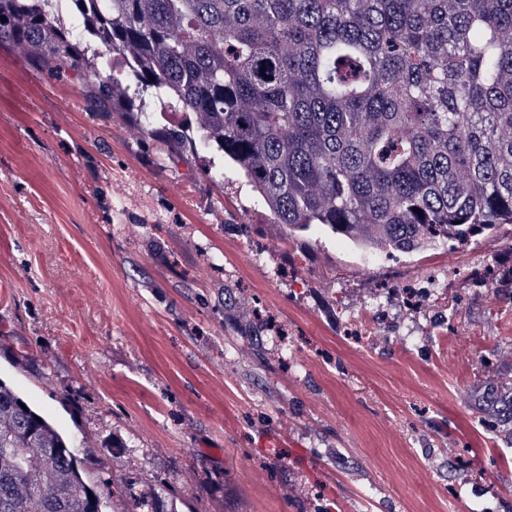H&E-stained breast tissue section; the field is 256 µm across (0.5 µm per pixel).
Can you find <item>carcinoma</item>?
I'll return each instance as SVG.
<instances>
[{"instance_id": "cac0c4a2", "label": "carcinoma", "mask_w": 512, "mask_h": 512, "mask_svg": "<svg viewBox=\"0 0 512 512\" xmlns=\"http://www.w3.org/2000/svg\"><path fill=\"white\" fill-rule=\"evenodd\" d=\"M70 2L96 36L0 0V43L74 71L94 112L151 90L194 117L166 143L228 158L288 230L413 253L512 224V0ZM107 49L128 63L109 76ZM23 403L0 379V512H103L93 458Z\"/></svg>"}]
</instances>
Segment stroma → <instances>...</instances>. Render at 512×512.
Instances as JSON below:
<instances>
[{
  "instance_id": "35a3bbf8",
  "label": "stroma",
  "mask_w": 512,
  "mask_h": 512,
  "mask_svg": "<svg viewBox=\"0 0 512 512\" xmlns=\"http://www.w3.org/2000/svg\"><path fill=\"white\" fill-rule=\"evenodd\" d=\"M136 121L0 44V380L93 455L103 500L512 512V288L491 282L512 224L372 256L273 223L231 163ZM412 288L429 304L359 342L352 316Z\"/></svg>"
}]
</instances>
